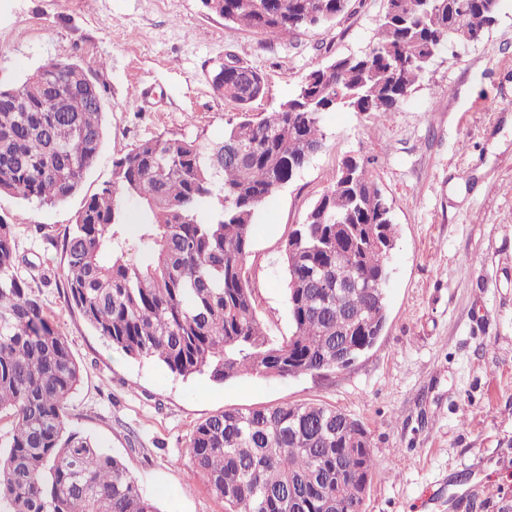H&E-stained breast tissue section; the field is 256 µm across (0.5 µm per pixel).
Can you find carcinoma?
Listing matches in <instances>:
<instances>
[{"label":"carcinoma","instance_id":"obj_1","mask_svg":"<svg viewBox=\"0 0 512 512\" xmlns=\"http://www.w3.org/2000/svg\"><path fill=\"white\" fill-rule=\"evenodd\" d=\"M200 2L235 28L283 41L333 23L351 0H261L260 11L256 0ZM387 2L368 50L309 70L273 112H254L266 95L262 72L227 54L211 75L238 110L222 142L159 136L113 160L112 182L84 201L62 242L65 304L113 349L216 382L324 374L336 370V348L353 360L367 351L369 327L387 321L379 281L396 242L369 160L345 158L285 241L288 335L258 320L245 260L260 206L321 150V115L395 111L441 49L485 32L500 5ZM89 80L78 64L51 59L0 86V193L52 205L80 187L104 141V110L79 92ZM50 96L61 111L45 110ZM120 194L141 206L136 262L124 249ZM46 267L19 252L0 218V414L12 417L0 443L3 512H158L116 456L68 425L81 370L20 275L41 279ZM338 273L360 287L336 291ZM188 448L225 512H356L360 480L376 468L364 425L317 402L226 410L197 424Z\"/></svg>","mask_w":512,"mask_h":512}]
</instances>
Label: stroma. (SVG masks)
<instances>
[{
	"instance_id": "1",
	"label": "stroma",
	"mask_w": 512,
	"mask_h": 512,
	"mask_svg": "<svg viewBox=\"0 0 512 512\" xmlns=\"http://www.w3.org/2000/svg\"><path fill=\"white\" fill-rule=\"evenodd\" d=\"M387 0L285 42L227 25L200 0H0V84L45 59L79 64L106 88L104 141L78 190L39 205L0 195L21 252L49 259L35 292L81 368L68 422L119 457L158 512H224L196 472L194 426L227 409L315 401L367 428L376 470L362 512H512V0L481 40L450 45L396 111L322 114V149L261 206L245 265L257 317L289 331L283 245L343 158L371 159L398 229L387 322L351 366L225 383L182 378L113 350L63 297L65 230L141 140L182 135L210 146L236 107L210 74L235 51L265 77L256 111L301 77L366 51Z\"/></svg>"
}]
</instances>
